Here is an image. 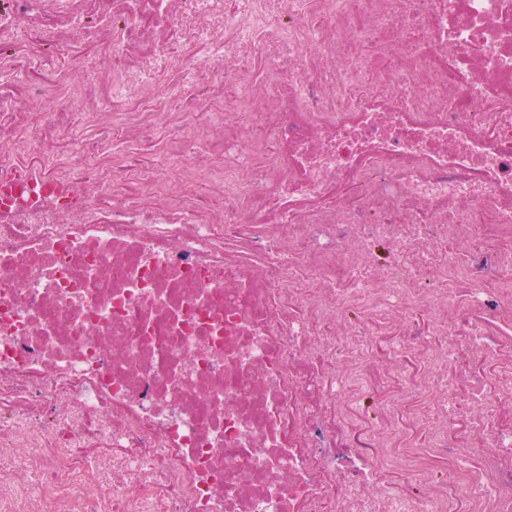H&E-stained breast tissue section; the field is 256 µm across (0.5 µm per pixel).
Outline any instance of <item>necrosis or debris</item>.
I'll return each mask as SVG.
<instances>
[{"mask_svg":"<svg viewBox=\"0 0 512 512\" xmlns=\"http://www.w3.org/2000/svg\"><path fill=\"white\" fill-rule=\"evenodd\" d=\"M267 5L0 0V512H512V0Z\"/></svg>","mask_w":512,"mask_h":512,"instance_id":"4bbe7bcc","label":"necrosis or debris"}]
</instances>
